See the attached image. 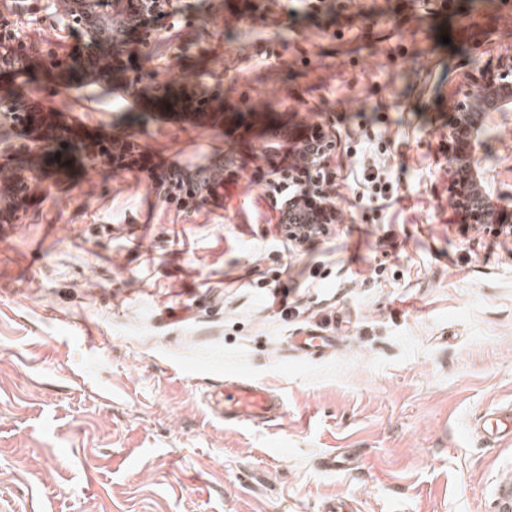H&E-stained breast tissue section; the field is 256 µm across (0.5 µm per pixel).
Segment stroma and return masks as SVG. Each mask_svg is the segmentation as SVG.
Masks as SVG:
<instances>
[{
	"instance_id": "1",
	"label": "stroma",
	"mask_w": 512,
	"mask_h": 512,
	"mask_svg": "<svg viewBox=\"0 0 512 512\" xmlns=\"http://www.w3.org/2000/svg\"><path fill=\"white\" fill-rule=\"evenodd\" d=\"M134 65L268 111L239 138L92 85L54 97L89 136L136 134L154 172L72 160L0 227V512H497L512 441L472 421L512 406V239L463 228L437 129L464 74L512 52L500 0H173ZM34 50L79 49L61 0H0ZM490 21L492 41L468 32ZM450 44H443L442 36ZM332 129L342 216L291 250L260 147L285 122ZM277 141V140H276ZM233 147L219 195L165 199L169 166ZM391 200L378 208L370 178ZM338 339L325 358L298 335ZM227 376L281 395L229 426ZM350 452L326 470L332 451Z\"/></svg>"
}]
</instances>
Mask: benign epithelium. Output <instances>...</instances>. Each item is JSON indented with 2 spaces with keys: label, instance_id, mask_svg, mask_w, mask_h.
Masks as SVG:
<instances>
[{
  "label": "benign epithelium",
  "instance_id": "benign-epithelium-1",
  "mask_svg": "<svg viewBox=\"0 0 512 512\" xmlns=\"http://www.w3.org/2000/svg\"><path fill=\"white\" fill-rule=\"evenodd\" d=\"M171 0H70L67 28L84 41L80 54L48 53L39 57L16 35L18 21L0 17V74L12 80H33L35 67L55 80L47 89L36 87L45 97L87 87L112 79V72L124 64L125 45L120 33L136 30L141 43L147 44L155 35V21L168 8ZM151 85L155 97L170 99L175 95L166 84L145 80L137 71L123 75L122 89L128 96ZM200 99L205 112L189 116L215 123L224 120V98L202 86L187 91L186 106ZM446 131L450 193L454 208L463 223L470 228L502 238H512V190L502 192L489 186L487 170L481 162L486 147V134L495 117L512 112V53L501 55L465 78V85L449 101ZM0 126L16 131V141L0 142V169L12 174L8 187V202L0 206L1 224H18L33 197L40 190L47 172L63 173L66 159L73 152L81 154L84 166L94 169L109 164L119 167L115 154L123 149H137L139 143L128 134L119 139L89 142L79 135L67 109L50 101L31 97L25 99L11 87L0 85ZM288 142L303 151L305 160L292 168H304L310 173L321 170L335 140L318 124L288 129ZM60 158H55V155ZM197 193L210 196L222 186L209 167L194 169Z\"/></svg>",
  "mask_w": 512,
  "mask_h": 512
}]
</instances>
